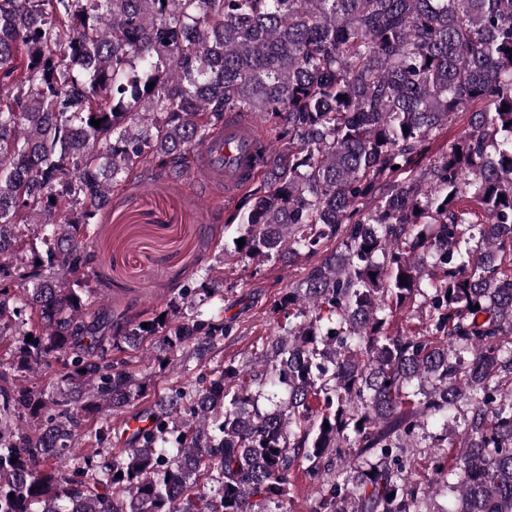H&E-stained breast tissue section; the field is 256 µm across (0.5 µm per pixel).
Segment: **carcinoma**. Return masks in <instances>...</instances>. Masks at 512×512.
<instances>
[{"label":"carcinoma","instance_id":"1","mask_svg":"<svg viewBox=\"0 0 512 512\" xmlns=\"http://www.w3.org/2000/svg\"><path fill=\"white\" fill-rule=\"evenodd\" d=\"M228 112L271 135L227 219L244 245L144 321L88 318L112 193L189 175ZM231 255L299 270L275 336L175 383L95 469L83 416L147 393L126 350L200 359L236 333ZM407 303L420 329L385 332ZM17 328L0 512H281L296 470L316 512H422L404 441L457 419L438 512H512V0H0V346ZM54 360L60 386L30 385ZM466 129L467 122L465 118L459 117L453 119L452 122L448 124V128L446 130H443L437 137L430 140L426 158L446 150L448 148V142L463 136L466 132Z\"/></svg>","mask_w":512,"mask_h":512}]
</instances>
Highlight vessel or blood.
Returning <instances> with one entry per match:
<instances>
[{
  "label": "vessel or blood",
  "mask_w": 512,
  "mask_h": 512,
  "mask_svg": "<svg viewBox=\"0 0 512 512\" xmlns=\"http://www.w3.org/2000/svg\"><path fill=\"white\" fill-rule=\"evenodd\" d=\"M260 138L250 116L228 115L223 128L196 154V173L208 185L223 188L225 198H234L248 187L256 173L254 148Z\"/></svg>",
  "instance_id": "vessel-or-blood-1"
}]
</instances>
